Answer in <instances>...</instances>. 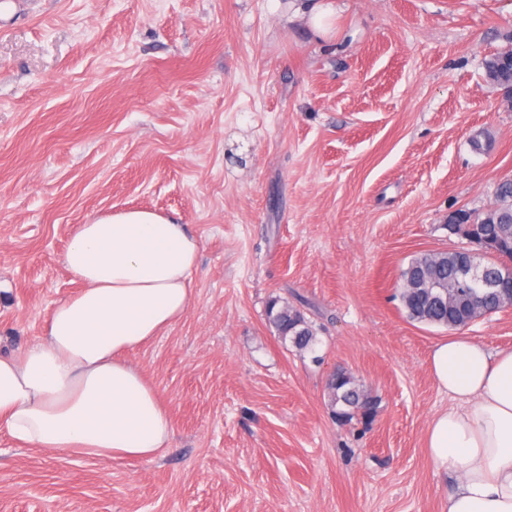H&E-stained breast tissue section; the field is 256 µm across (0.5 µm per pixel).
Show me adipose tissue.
<instances>
[{"instance_id": "ef3b65f1", "label": "adipose tissue", "mask_w": 512, "mask_h": 512, "mask_svg": "<svg viewBox=\"0 0 512 512\" xmlns=\"http://www.w3.org/2000/svg\"><path fill=\"white\" fill-rule=\"evenodd\" d=\"M199 251L185 225L153 211L77 225L64 264L82 289L52 309L37 342L0 355V431L53 453L163 455L173 427L131 356L185 315ZM430 372L453 401L425 436L452 482L447 512H512V349L451 336L434 345Z\"/></svg>"}]
</instances>
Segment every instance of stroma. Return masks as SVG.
<instances>
[{"instance_id":"1","label":"stroma","mask_w":512,"mask_h":512,"mask_svg":"<svg viewBox=\"0 0 512 512\" xmlns=\"http://www.w3.org/2000/svg\"><path fill=\"white\" fill-rule=\"evenodd\" d=\"M329 2L324 38L296 0H0V353L78 291L76 225L149 209L201 242L188 311L133 356L170 448L89 460L0 432V512H443L424 438L452 331L396 286L512 178V93L483 68L512 0ZM275 299L315 353L278 338ZM465 333L511 349L512 307ZM339 367L380 397L370 426L334 417ZM278 300L269 305L267 316L282 342L300 352L313 351L317 343V328L304 314L290 306H278Z\"/></svg>"}]
</instances>
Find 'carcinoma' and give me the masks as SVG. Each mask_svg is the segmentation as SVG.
<instances>
[{"mask_svg":"<svg viewBox=\"0 0 512 512\" xmlns=\"http://www.w3.org/2000/svg\"><path fill=\"white\" fill-rule=\"evenodd\" d=\"M485 74L503 88L512 85V50L499 52L484 60ZM496 209L477 215V224L467 229L472 239L493 244L512 243V179L501 181L496 187ZM462 282L460 265L453 257L435 263L426 254L413 257L400 275L399 295L407 317L428 325L461 329L465 314L474 304L485 310L497 312L505 308L506 299L512 296L508 284L494 289V295L485 300L479 288L459 289L458 300L451 304L446 295L455 284ZM267 316L282 342L289 343L300 352L312 351L317 343V328L304 314L290 306L271 302ZM328 402L336 417L350 422L358 417L370 420L377 412L379 399L372 395L365 383L350 371L339 368L326 383Z\"/></svg>","mask_w":512,"mask_h":512,"instance_id":"1","label":"carcinoma"}]
</instances>
